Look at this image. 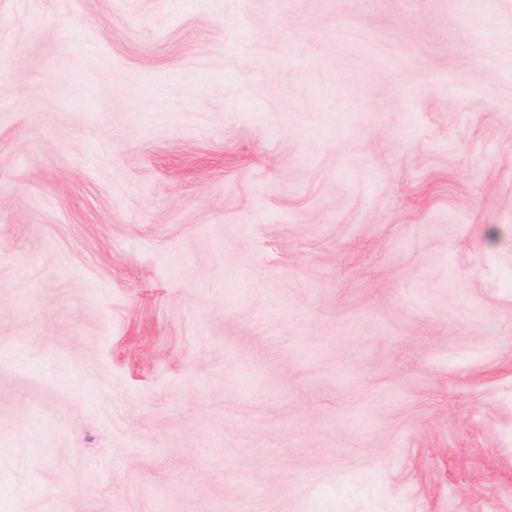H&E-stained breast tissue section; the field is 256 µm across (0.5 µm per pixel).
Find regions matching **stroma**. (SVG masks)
I'll return each instance as SVG.
<instances>
[{
  "mask_svg": "<svg viewBox=\"0 0 512 512\" xmlns=\"http://www.w3.org/2000/svg\"><path fill=\"white\" fill-rule=\"evenodd\" d=\"M0 512H512V0H0Z\"/></svg>",
  "mask_w": 512,
  "mask_h": 512,
  "instance_id": "1",
  "label": "stroma"
}]
</instances>
